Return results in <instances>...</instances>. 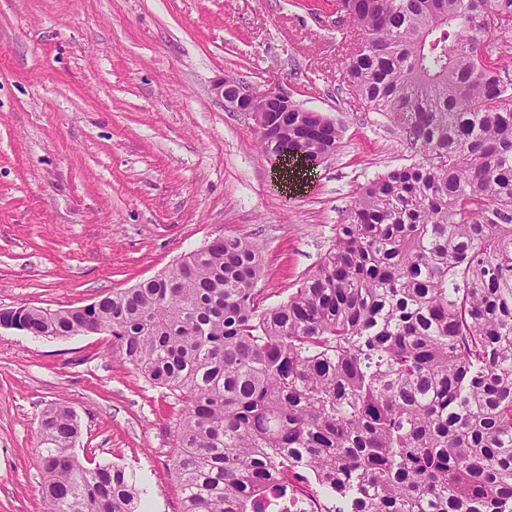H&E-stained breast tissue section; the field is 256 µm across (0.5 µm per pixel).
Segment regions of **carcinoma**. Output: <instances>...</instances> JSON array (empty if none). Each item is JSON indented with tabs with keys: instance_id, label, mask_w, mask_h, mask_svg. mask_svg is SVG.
Listing matches in <instances>:
<instances>
[{
	"instance_id": "obj_1",
	"label": "carcinoma",
	"mask_w": 512,
	"mask_h": 512,
	"mask_svg": "<svg viewBox=\"0 0 512 512\" xmlns=\"http://www.w3.org/2000/svg\"><path fill=\"white\" fill-rule=\"evenodd\" d=\"M367 38L350 87L422 161L362 189L315 271L263 305L261 248L222 235L24 332L112 336L180 392L182 512H261L309 476L330 512H512V83L488 38L512 0H336ZM285 167L336 151L317 112H272ZM69 407L39 423L45 512H136L135 474L89 468Z\"/></svg>"
}]
</instances>
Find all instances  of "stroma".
Segmentation results:
<instances>
[{
  "label": "stroma",
  "instance_id": "35a3bbf8",
  "mask_svg": "<svg viewBox=\"0 0 512 512\" xmlns=\"http://www.w3.org/2000/svg\"><path fill=\"white\" fill-rule=\"evenodd\" d=\"M357 34L326 0H0V310L75 308L218 234L258 242L260 299L288 297L361 188L418 163L390 115L351 94ZM288 95L341 129L282 183L224 78ZM65 405L81 459L135 472L142 512H181L179 392L120 363L108 334L0 328V512H43L39 421Z\"/></svg>",
  "mask_w": 512,
  "mask_h": 512
}]
</instances>
